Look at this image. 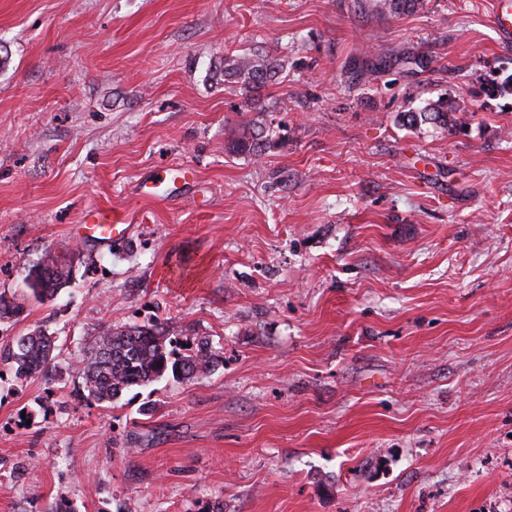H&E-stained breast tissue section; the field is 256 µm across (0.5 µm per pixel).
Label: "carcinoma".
Returning a JSON list of instances; mask_svg holds the SVG:
<instances>
[{
  "label": "carcinoma",
  "mask_w": 512,
  "mask_h": 512,
  "mask_svg": "<svg viewBox=\"0 0 512 512\" xmlns=\"http://www.w3.org/2000/svg\"><path fill=\"white\" fill-rule=\"evenodd\" d=\"M424 0H374L381 12L413 14ZM284 64L267 57L243 55L224 58V77L236 80L250 93L274 78ZM457 108L446 99L429 100L424 105L400 113L402 126L417 131L431 125L444 131L458 128ZM269 143L264 130L244 131L232 144L237 154L260 156ZM71 261L47 256L32 270L29 291L36 299L54 296L70 278ZM173 332L166 322L150 325L125 324L105 327L86 341L76 370L81 375L84 398L90 402L111 404L135 386H145L165 377L190 382L210 370V347L203 343L188 355L173 357L168 349ZM56 337L44 332L13 336L0 342V364L8 367L18 380L39 378L50 385L56 379Z\"/></svg>",
  "instance_id": "carcinoma-1"
}]
</instances>
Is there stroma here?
Masks as SVG:
<instances>
[{
    "label": "stroma",
    "mask_w": 512,
    "mask_h": 512,
    "mask_svg": "<svg viewBox=\"0 0 512 512\" xmlns=\"http://www.w3.org/2000/svg\"><path fill=\"white\" fill-rule=\"evenodd\" d=\"M494 2L0 0V337L58 345L53 386L0 376V512H512ZM251 53L286 64L257 109L224 80ZM438 98L456 132L400 126ZM250 122L273 146L230 152ZM103 207L131 237L75 239ZM48 252L71 276L37 302ZM155 320L214 367L86 402L82 341ZM372 4L377 11L398 15L413 14L422 9L424 0H375Z\"/></svg>",
    "instance_id": "35a3bbf8"
}]
</instances>
